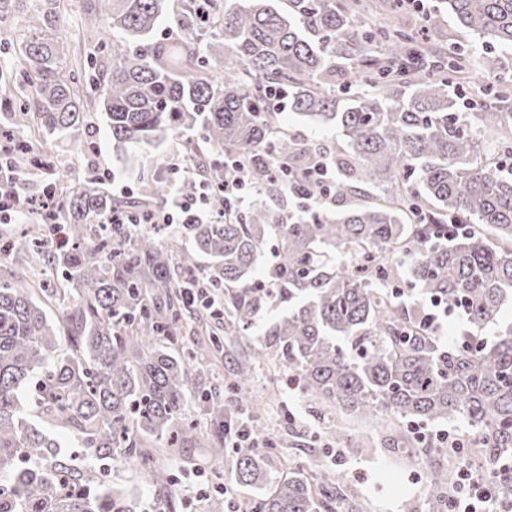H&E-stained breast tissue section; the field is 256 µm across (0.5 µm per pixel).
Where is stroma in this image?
<instances>
[{
  "instance_id": "obj_1",
  "label": "stroma",
  "mask_w": 512,
  "mask_h": 512,
  "mask_svg": "<svg viewBox=\"0 0 512 512\" xmlns=\"http://www.w3.org/2000/svg\"><path fill=\"white\" fill-rule=\"evenodd\" d=\"M30 155L36 163L24 172L23 191L41 195L53 180V170L70 172L75 186L96 178L118 200L141 194L145 183L161 172L167 158L182 156L183 140L175 136L164 145L145 154L136 164L125 161L122 152L113 149L112 139L99 114H92L81 138L50 140L35 126L26 128ZM250 341L236 338L226 342L220 355L204 367L203 390H191L185 405V416L198 432L210 435L221 432L226 416L238 409L227 384L234 363L245 356ZM261 420L265 433L274 435L276 446L267 458L272 477L283 473L284 463L304 464L316 455L346 477L369 512H401L405 501H423L426 494L428 465L413 455L401 456L384 448L388 433L379 419L354 418L349 426L355 433L373 437L371 448H346L336 451L327 447L320 435L328 420L313 412L308 400L298 391L280 388L275 400L264 410ZM237 453L226 450L222 464L207 459L205 449L186 441L170 458L180 507L178 512H233L242 498H255L259 488L242 487L234 482Z\"/></svg>"
}]
</instances>
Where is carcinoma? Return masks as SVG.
Segmentation results:
<instances>
[{"label": "carcinoma", "mask_w": 512, "mask_h": 512, "mask_svg": "<svg viewBox=\"0 0 512 512\" xmlns=\"http://www.w3.org/2000/svg\"><path fill=\"white\" fill-rule=\"evenodd\" d=\"M62 0H0L21 56L0 67V112L17 172L31 161L15 132L37 125L65 140L101 112L116 149L140 156L168 135L186 137V162L216 188L238 177L257 192L300 177L326 152L338 212L315 204L306 181L295 210L209 203L175 234L153 224H91L112 211L163 206L191 181L161 176L139 201L94 187L57 192L25 240L39 282L0 277V512H137L138 494L112 481L134 465L163 512H176L159 452L194 431L183 416L198 353L179 347L182 289H224V336L263 335L233 369L230 389L258 420L250 390L258 365L316 411L386 417L392 452L421 448L416 428L461 422L483 458L512 456V325L491 343L484 328L512 302V83L502 56L450 50L397 21L356 26L358 0H83L101 38L71 54L53 34ZM467 34L512 48V0H442ZM165 23L169 34L156 37ZM488 80L480 111H461L454 76ZM312 125L334 127L332 148L282 124L279 99ZM240 159L246 167L231 168ZM274 259L257 270L270 246ZM183 279L173 281L172 268ZM418 288L462 314L470 331L443 344L408 307ZM236 484L261 497L238 512H367L318 458L267 472L266 451H240ZM452 467L430 466L424 505L444 512Z\"/></svg>", "instance_id": "carcinoma-1"}]
</instances>
